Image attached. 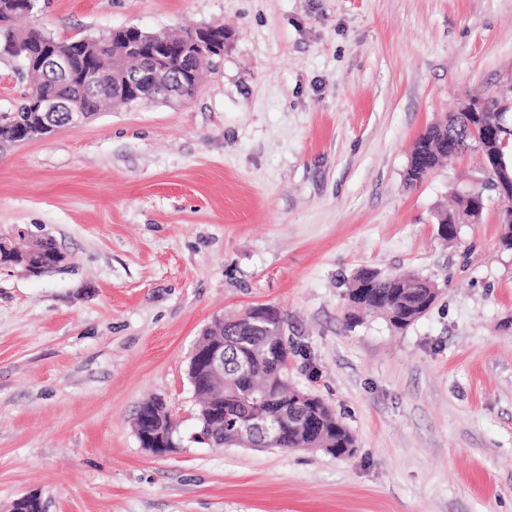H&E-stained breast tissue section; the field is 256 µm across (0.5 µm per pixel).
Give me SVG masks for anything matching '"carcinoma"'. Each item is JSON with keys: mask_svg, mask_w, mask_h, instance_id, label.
<instances>
[{"mask_svg": "<svg viewBox=\"0 0 512 512\" xmlns=\"http://www.w3.org/2000/svg\"><path fill=\"white\" fill-rule=\"evenodd\" d=\"M19 13H0V62H18L16 41L24 31L14 25ZM73 51V68L81 75L89 68L96 69L101 80L113 85L138 73L149 65L150 60L132 58L112 60V50L102 48L93 56L84 48L95 45L83 39L61 41ZM31 76L33 82L20 102L10 112H0V138L11 137L15 132L32 126L33 113L28 111V96L37 93L43 97H55L62 102L54 114L57 128L68 126L67 97L84 89L80 79L66 85L65 79L51 69L42 73L21 72ZM504 125L501 135L512 140V112H499V95L479 97L478 111L451 112L444 120L428 126L415 141L405 174L407 184L422 182L436 169L448 154L460 157L466 153L478 154L480 150L479 125L490 122ZM493 192L500 206L512 207V196L504 197L496 186L494 176L477 187L474 198L466 200L455 196V206L440 213L437 218L438 235L453 241L459 226L471 216L473 205L486 206V193ZM438 285L419 274H389L362 268L352 278L346 300L353 310L351 318L358 314L376 313L392 327L402 330L422 317L436 301ZM288 319L276 306L259 304L250 307L224 325L204 333L199 342L203 350L216 342L224 343V384H213L206 374L192 371L197 382V394L202 397L199 425H204L208 408L224 411V436L214 445H235V424L246 422L258 415L267 423L280 429L284 439L278 446L288 448H323L325 452L344 456L354 452L355 438L336 413L319 397L288 387V361L291 345L286 339ZM153 409L159 412L157 422L170 436L176 435L177 425L161 401L154 397L144 401L139 410Z\"/></svg>", "mask_w": 512, "mask_h": 512, "instance_id": "cac0c4a2", "label": "carcinoma"}]
</instances>
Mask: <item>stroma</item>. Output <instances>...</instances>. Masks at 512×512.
Here are the masks:
<instances>
[{
  "label": "stroma",
  "instance_id": "stroma-1",
  "mask_svg": "<svg viewBox=\"0 0 512 512\" xmlns=\"http://www.w3.org/2000/svg\"><path fill=\"white\" fill-rule=\"evenodd\" d=\"M61 39L226 30L192 97L114 104L0 150V241L68 256L0 269V512H512V251L499 204L437 234L469 154L410 152L461 98L512 87V0H40ZM362 268L441 293L404 330L347 321ZM258 304L288 316V382L352 456L198 442L191 352ZM163 398L178 440L133 428Z\"/></svg>",
  "mask_w": 512,
  "mask_h": 512
}]
</instances>
